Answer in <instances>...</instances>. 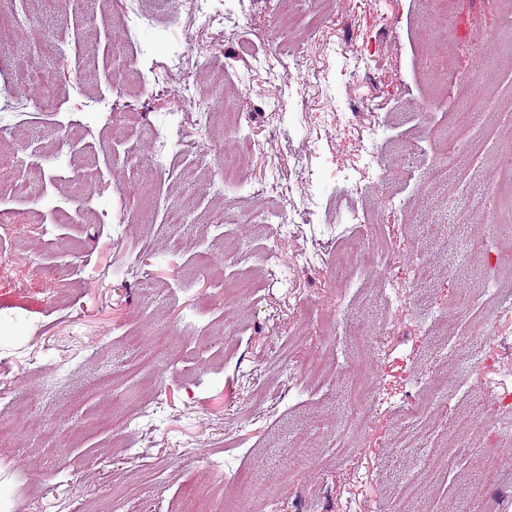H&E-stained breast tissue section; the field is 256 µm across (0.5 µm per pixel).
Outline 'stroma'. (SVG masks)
<instances>
[{"instance_id":"stroma-1","label":"stroma","mask_w":512,"mask_h":512,"mask_svg":"<svg viewBox=\"0 0 512 512\" xmlns=\"http://www.w3.org/2000/svg\"><path fill=\"white\" fill-rule=\"evenodd\" d=\"M208 3L224 23L187 69L174 60L197 54L195 28L179 5L155 0L133 22L126 0H12L0 121L25 137L0 132V211L12 218L0 253L15 259L0 285V419L30 402L57 435L32 427L9 441L0 512H137L146 498L186 512L192 490L213 487L209 512H251L258 488L268 512H388L387 488L418 478L425 454L396 446L397 422L442 447L475 405L484 441L435 472L413 510L480 512L489 494L512 512V464L473 467L499 455L497 393L512 389V320L496 321L484 293L493 277L512 285V237L496 225L512 181L496 166L512 132V52L478 48L512 32V13L502 0H453L448 31L422 0ZM445 50L451 65L431 77ZM132 58L147 92L125 70ZM21 69L46 78L41 98L15 82ZM478 82L483 107L457 124ZM331 95L350 110L326 129L315 116ZM213 103L238 113V130L200 120L196 105ZM373 123L380 180L363 166ZM240 136L278 151L228 184L205 148ZM298 155L316 170L312 200L283 240L274 199ZM37 164L43 181L16 189ZM352 208L361 223H343ZM358 235L383 246L400 305L386 306L375 272L331 276ZM175 238L183 248L168 252ZM224 243L235 258L222 259ZM419 263L436 279L415 282ZM483 345L495 373L472 360ZM342 367L375 375L384 404L366 410L337 383ZM439 375L445 413L426 386ZM149 398L153 417L113 447L99 417ZM185 443L189 461L177 456Z\"/></svg>"}]
</instances>
